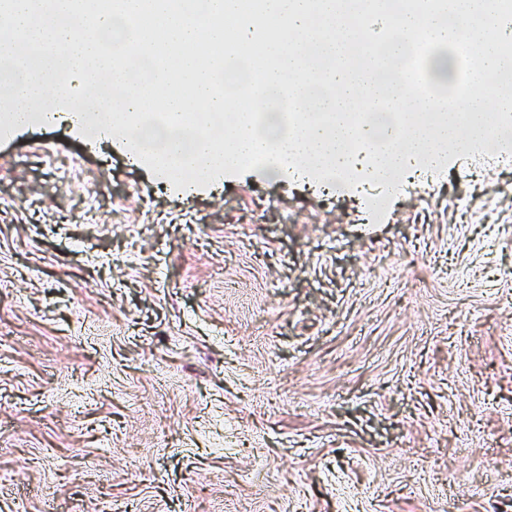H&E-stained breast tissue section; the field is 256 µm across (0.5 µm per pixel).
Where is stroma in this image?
Wrapping results in <instances>:
<instances>
[{"instance_id":"35a3bbf8","label":"stroma","mask_w":512,"mask_h":512,"mask_svg":"<svg viewBox=\"0 0 512 512\" xmlns=\"http://www.w3.org/2000/svg\"><path fill=\"white\" fill-rule=\"evenodd\" d=\"M106 501L512 512V155L423 172L377 223L309 178L187 193L69 117L21 125L0 144V512Z\"/></svg>"}]
</instances>
